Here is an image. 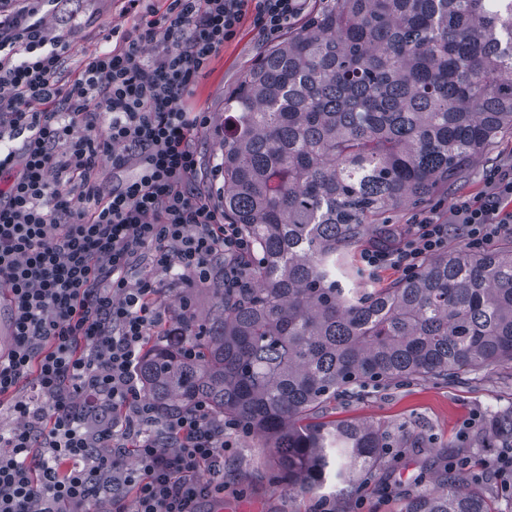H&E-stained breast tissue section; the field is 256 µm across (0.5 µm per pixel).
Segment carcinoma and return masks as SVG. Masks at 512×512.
<instances>
[{"mask_svg":"<svg viewBox=\"0 0 512 512\" xmlns=\"http://www.w3.org/2000/svg\"><path fill=\"white\" fill-rule=\"evenodd\" d=\"M512 130V0H320L224 98V218L253 245L252 287L211 289L146 345L158 417L200 400L273 449L290 492L358 490L405 442L328 418L372 382L451 380L512 363V240L427 259L385 288L338 275L348 250ZM512 447V412L494 416ZM435 469L403 512H496Z\"/></svg>","mask_w":512,"mask_h":512,"instance_id":"cac0c4a2","label":"carcinoma"}]
</instances>
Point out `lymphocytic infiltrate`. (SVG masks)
Wrapping results in <instances>:
<instances>
[{"label":"lymphocytic infiltrate","mask_w":512,"mask_h":512,"mask_svg":"<svg viewBox=\"0 0 512 512\" xmlns=\"http://www.w3.org/2000/svg\"><path fill=\"white\" fill-rule=\"evenodd\" d=\"M59 0H24L0 19V283L11 292L14 346L0 356V396L32 381L47 408L19 401L0 433V512H90L94 484L107 512H200L224 473L226 431L205 402L159 419L136 368L159 321L154 278L141 264L204 285L224 259V285L246 288L252 244L197 188L194 132L207 109L185 106L244 18L269 38L293 27L306 0H169L165 11L125 0L134 18L112 29L69 85L56 73L75 31L50 33ZM133 176L102 191V158ZM482 199L457 198L470 247L512 233V170L485 172ZM80 185L73 194L72 185ZM448 248L437 208L363 260L414 275ZM138 465H127L129 456ZM211 478H198L200 469Z\"/></svg>","instance_id":"obj_1"}]
</instances>
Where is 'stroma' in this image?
I'll return each instance as SVG.
<instances>
[{"label":"stroma","instance_id":"1","mask_svg":"<svg viewBox=\"0 0 512 512\" xmlns=\"http://www.w3.org/2000/svg\"><path fill=\"white\" fill-rule=\"evenodd\" d=\"M132 24V17L123 12L122 0H61L50 26L57 30L74 28L78 34L58 73L59 81L75 79L85 57L107 48L110 28L127 29ZM270 46L251 23H244L239 36L225 44L210 73L188 100L189 105L207 108L212 114L210 127L192 138L202 157L203 191L211 189V170L219 161L224 139V95ZM511 165L512 132L507 130L440 188L434 201L446 207L460 195L480 196L485 191L484 172ZM157 277L159 326L163 329L173 323L185 301L197 316H204L210 288L220 285L216 279L204 287L163 274ZM511 408L510 364L468 371L448 383L411 381L369 388L356 399L337 398L329 407L337 417L365 420L388 429L410 442V449L401 456L385 458L374 475L362 477L354 496H335L326 489L301 494L288 492L277 483L269 449L259 438L242 433L233 437L232 448L224 454V487L204 503L203 512H402L406 500L443 459L447 446L461 445L491 414Z\"/></svg>","mask_w":512,"mask_h":512}]
</instances>
